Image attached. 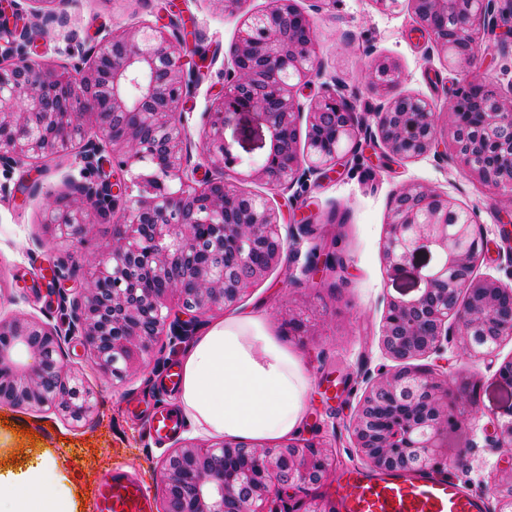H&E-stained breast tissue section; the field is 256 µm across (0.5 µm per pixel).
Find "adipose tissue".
<instances>
[{
	"mask_svg": "<svg viewBox=\"0 0 512 512\" xmlns=\"http://www.w3.org/2000/svg\"><path fill=\"white\" fill-rule=\"evenodd\" d=\"M307 379L301 363L245 315L214 324L183 362L180 406L193 430L249 440L295 435ZM0 512H82L76 478L46 448L0 458Z\"/></svg>",
	"mask_w": 512,
	"mask_h": 512,
	"instance_id": "obj_1",
	"label": "adipose tissue"
}]
</instances>
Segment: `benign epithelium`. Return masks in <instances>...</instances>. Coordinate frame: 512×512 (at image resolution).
<instances>
[{"label":"benign epithelium","mask_w":512,"mask_h":512,"mask_svg":"<svg viewBox=\"0 0 512 512\" xmlns=\"http://www.w3.org/2000/svg\"><path fill=\"white\" fill-rule=\"evenodd\" d=\"M418 24L448 57L472 62L481 31L496 18H512V0H404ZM10 37L0 58V168L81 146V179L69 180V200L57 223L82 243L84 219L113 218L112 245L89 260L86 286L63 297L70 313L59 325L15 315L0 318V406L42 409L57 405L79 421L92 396L61 364L64 345L76 337L101 374L120 378L142 369L165 329L186 335L174 309L200 318L235 304L282 261L299 240V228L280 223L269 201L243 193L224 178L195 184L187 129L177 107L196 78L183 63L175 32L138 27L114 32L90 47L71 36L70 61L45 67L28 58V28ZM224 97L207 113L204 154L217 168L236 164L224 144L231 112H253L270 132L258 167L240 179L260 178L274 191L322 175L348 155L359 120L341 93H326L304 109L298 90L316 63L310 17L295 0H275L248 16L230 49ZM397 66L374 63L368 82L388 93L399 82ZM307 151L296 143L302 112ZM448 133L459 160L486 186L512 203V102L504 104L480 79L448 104ZM99 136L88 138L86 123ZM380 142L395 156H421L438 145L436 107L421 98L392 96L373 113ZM109 148L112 168L132 174L139 194L99 165ZM448 195L407 184L391 199L383 247L393 272L423 249L436 262L419 272L410 298L387 300L380 347L394 362L368 378L349 430L360 458L376 471L417 472L438 467L448 427L451 389L467 396L457 379H439L409 366L456 339L472 365L512 337V289L474 274L480 238L473 220L457 223ZM494 447L512 456V419L503 422ZM329 455L291 437L258 446L226 438L216 443L185 439L161 461L160 512H274L267 508L287 489L321 483ZM495 512H512V471L495 480Z\"/></svg>","instance_id":"benign-epithelium-1"}]
</instances>
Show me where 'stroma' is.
<instances>
[{
  "label": "stroma",
  "mask_w": 512,
  "mask_h": 512,
  "mask_svg": "<svg viewBox=\"0 0 512 512\" xmlns=\"http://www.w3.org/2000/svg\"><path fill=\"white\" fill-rule=\"evenodd\" d=\"M269 2L246 0L241 11L229 12L222 0H57L55 9L68 16L69 28L35 21L28 14L21 23L36 34V58L54 66L67 59L69 31L91 44L117 29L178 21L190 51L188 60L197 73V85L179 110L185 115L193 160L207 173L211 167L203 162L206 114L224 92L228 50L245 13L264 11ZM297 4L313 21L320 63L299 95L303 107H310L329 85L355 94L362 111L376 110L384 97L370 87L367 74L379 59L397 64V94L424 98L441 110L475 75L503 100L512 99V45L504 43L500 31L480 37L473 65L451 67L428 36L417 32L404 0L387 7L376 0H331L320 11L314 0H297ZM224 141L240 159L239 170L245 171L262 161L270 134L253 114L240 112L228 116ZM78 154L74 147L0 169V183L9 187L8 195H0L2 316L23 314L59 323L63 317L60 296L83 286L88 252L112 241L109 219L87 218L81 247L56 223L52 202L67 193L68 177L79 174ZM410 183L435 187L459 207L474 212L484 243L475 275H488L512 287V236L502 235L507 222L504 201L472 176L446 145L401 159L389 153L370 129L361 133L356 154L321 178H308L285 193L270 190L258 178L238 185L245 193L269 199L283 223L300 222L304 228L296 247L278 266L236 304L198 319L193 334L203 336L220 320L260 315L266 334L301 361L307 394L298 437L327 453L332 467L319 493L291 490L287 504L298 512H306L312 503L319 512H334L338 475L347 469H364L348 424L368 377L386 362L379 344L385 302L413 296L419 269L436 261L435 252L420 251L396 275L384 262L391 195ZM322 244L341 256L342 266L331 274H304L308 256ZM60 258L75 264L76 276L57 284L51 268ZM292 314L305 319V327L290 326ZM190 348V342L173 344L161 338L143 369L112 380L99 372L79 341H72L63 364L93 394L95 408L89 419L74 422L58 408L1 407L0 449L33 443L66 458L81 476L86 512H98L99 482L115 471L125 472L148 493H155L160 461L173 443L154 438L149 411L155 406L179 411V391L164 385L163 378ZM510 359L512 339H507L494 357L477 363L467 377L474 402H455L454 418L442 441L441 456L448 464L440 468V475L482 497L488 512L496 507L495 476L512 469V459L489 446L495 436L493 417L512 411V384L498 375L500 365Z\"/></svg>",
  "instance_id": "obj_1"
}]
</instances>
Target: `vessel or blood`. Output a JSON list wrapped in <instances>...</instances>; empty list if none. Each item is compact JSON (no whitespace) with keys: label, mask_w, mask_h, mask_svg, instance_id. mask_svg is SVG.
Here are the masks:
<instances>
[{"label":"vessel or blood","mask_w":512,"mask_h":512,"mask_svg":"<svg viewBox=\"0 0 512 512\" xmlns=\"http://www.w3.org/2000/svg\"><path fill=\"white\" fill-rule=\"evenodd\" d=\"M152 430L158 441L172 438L183 427L182 418L162 408L151 414ZM339 512H484L480 497L466 494L452 479L426 473L398 472L369 474L342 472L336 487ZM98 512H152L144 486L115 473L99 486Z\"/></svg>","instance_id":"1"}]
</instances>
